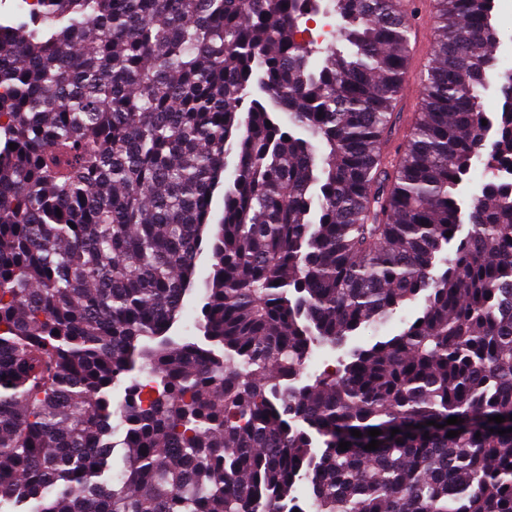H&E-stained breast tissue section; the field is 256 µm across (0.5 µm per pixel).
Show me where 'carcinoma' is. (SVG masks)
<instances>
[{
  "instance_id": "cac0c4a2",
  "label": "carcinoma",
  "mask_w": 512,
  "mask_h": 512,
  "mask_svg": "<svg viewBox=\"0 0 512 512\" xmlns=\"http://www.w3.org/2000/svg\"><path fill=\"white\" fill-rule=\"evenodd\" d=\"M434 3L392 159L402 0H328L320 60L321 0L0 18V512H512V76L493 0Z\"/></svg>"
}]
</instances>
